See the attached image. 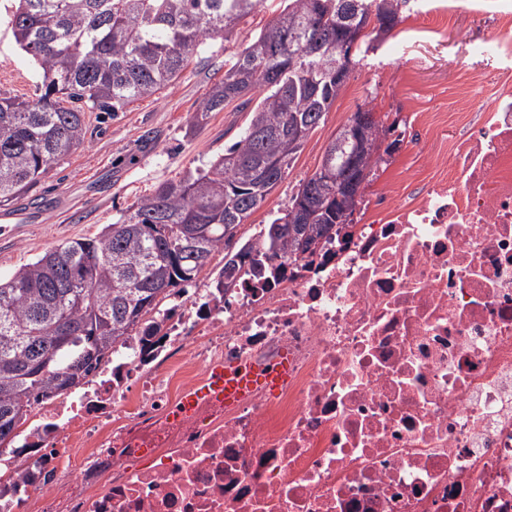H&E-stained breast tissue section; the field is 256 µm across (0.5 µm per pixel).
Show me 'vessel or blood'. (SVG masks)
<instances>
[{"label": "vessel or blood", "instance_id": "b4317fda", "mask_svg": "<svg viewBox=\"0 0 512 512\" xmlns=\"http://www.w3.org/2000/svg\"><path fill=\"white\" fill-rule=\"evenodd\" d=\"M287 377L288 367L284 364L261 372L246 366L215 363L208 368L203 380L183 396L174 414L178 417L189 414L201 399L208 397H221L234 403L259 387L273 392Z\"/></svg>", "mask_w": 512, "mask_h": 512}]
</instances>
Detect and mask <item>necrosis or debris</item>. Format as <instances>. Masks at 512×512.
<instances>
[{
    "label": "necrosis or debris",
    "mask_w": 512,
    "mask_h": 512,
    "mask_svg": "<svg viewBox=\"0 0 512 512\" xmlns=\"http://www.w3.org/2000/svg\"><path fill=\"white\" fill-rule=\"evenodd\" d=\"M454 91L462 134L368 222L223 296L172 298L78 399L0 447V512H512V0ZM492 104L472 123L469 88ZM288 358L273 397L172 409L211 362Z\"/></svg>",
    "instance_id": "necrosis-or-debris-1"
}]
</instances>
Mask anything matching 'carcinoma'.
<instances>
[{"label": "carcinoma", "mask_w": 512, "mask_h": 512, "mask_svg": "<svg viewBox=\"0 0 512 512\" xmlns=\"http://www.w3.org/2000/svg\"><path fill=\"white\" fill-rule=\"evenodd\" d=\"M283 10L248 40L199 103L191 124L231 103L250 112L239 140L209 164L138 198L115 224L94 237L61 242L0 281V442L14 436L30 409L79 387L122 337L158 331L161 305L180 295L229 247L283 179L309 135L325 121L344 83L332 75L336 19L342 0H286ZM389 33L411 0H359ZM257 0H17L8 18L16 44L39 67L44 93L36 99L0 96V205L28 192L86 135L85 112H117L175 81L207 40L231 34ZM299 65L288 69V53ZM391 128L372 121L373 147L349 156L341 134L322 163L345 165L361 184L396 151ZM315 172L299 185L285 213L260 229L213 278L238 277L249 259L267 262L313 253L336 226L348 223L364 193L343 205ZM317 202L310 223L273 233L291 218L300 197ZM80 370L71 383L59 380Z\"/></svg>", "instance_id": "carcinoma-1"}]
</instances>
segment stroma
<instances>
[{"mask_svg":"<svg viewBox=\"0 0 512 512\" xmlns=\"http://www.w3.org/2000/svg\"><path fill=\"white\" fill-rule=\"evenodd\" d=\"M282 0H260L230 39L207 40L190 58L174 84L117 112H90L82 146L53 165L30 191L0 205V279L52 246L100 233L122 211L161 183L205 167L225 145L236 141L246 113L227 106L199 126L190 118L240 50L245 36L263 28L280 11ZM13 0H0V95L32 99L40 82L34 61L19 49L7 26ZM429 18L410 13L356 64L335 103L308 137L284 179L261 208L238 227L237 241L257 225L270 223L287 208L300 182L319 167L329 143L358 108L373 109L384 123H412L416 113L451 106L449 91L471 62L474 43L482 41L488 21L478 14H454L440 42L410 41V28ZM435 162L440 151L430 139L404 136L387 165L379 167L367 193L402 178L417 156Z\"/></svg>","mask_w":512,"mask_h":512,"instance_id":"35a3bbf8","label":"stroma"}]
</instances>
